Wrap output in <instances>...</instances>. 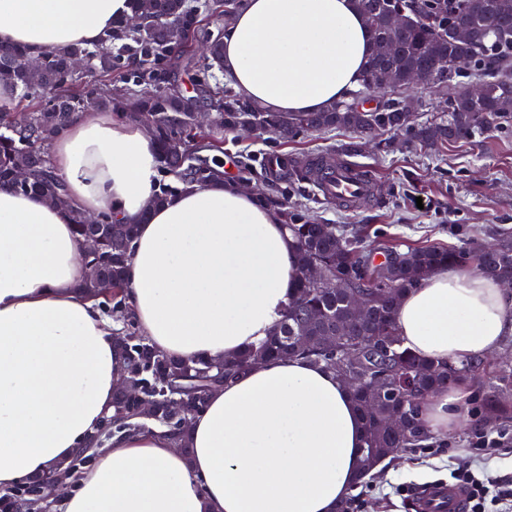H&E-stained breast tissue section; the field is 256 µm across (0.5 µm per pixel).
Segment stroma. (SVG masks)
Returning a JSON list of instances; mask_svg holds the SVG:
<instances>
[{
	"mask_svg": "<svg viewBox=\"0 0 512 512\" xmlns=\"http://www.w3.org/2000/svg\"><path fill=\"white\" fill-rule=\"evenodd\" d=\"M496 76L492 67L470 68L452 82L413 89L416 122L447 119L450 95ZM273 155L297 160L321 155L333 164H352L370 177L378 194L351 208L327 202L310 183L271 176L266 160ZM204 156L234 158L231 178L259 197L287 199L314 223L364 228V244L370 249L381 244L403 249L424 242L460 245L512 236V115L497 129L435 149L403 133L382 132L368 142L360 133L335 129L285 141L264 131L244 137L228 129ZM419 195L430 199L429 210L414 207ZM498 433L502 443L492 456L483 455L473 447L477 420L462 412L460 425L439 435L438 447L397 458L375 474L356 497L359 512H411L407 494L412 488L450 482L460 472L512 492V422Z\"/></svg>",
	"mask_w": 512,
	"mask_h": 512,
	"instance_id": "1",
	"label": "stroma"
}]
</instances>
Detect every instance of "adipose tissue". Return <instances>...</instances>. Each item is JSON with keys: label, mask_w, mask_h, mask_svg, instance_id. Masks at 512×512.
I'll list each match as a JSON object with an SVG mask.
<instances>
[{"label": "adipose tissue", "mask_w": 512, "mask_h": 512, "mask_svg": "<svg viewBox=\"0 0 512 512\" xmlns=\"http://www.w3.org/2000/svg\"><path fill=\"white\" fill-rule=\"evenodd\" d=\"M132 0H0V43L32 55L95 46ZM372 46L356 0H243L224 33V72L269 112H320L348 98ZM154 140L108 112L75 116L52 162L70 207L0 188V489L68 467L127 368L117 329L80 286L73 214L136 227L126 272L143 336L184 360L221 361L273 331L295 281V246L276 209L224 175L161 188ZM406 348L462 363L512 335L500 282L448 266L407 291ZM464 387L439 392L423 418L460 423ZM364 431L347 386L301 358L255 367L214 388L188 420V451L166 429L122 431L57 494L64 512H336L353 494Z\"/></svg>", "instance_id": "1"}]
</instances>
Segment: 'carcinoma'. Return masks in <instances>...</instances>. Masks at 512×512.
Here are the masks:
<instances>
[{
  "label": "carcinoma",
  "mask_w": 512,
  "mask_h": 512,
  "mask_svg": "<svg viewBox=\"0 0 512 512\" xmlns=\"http://www.w3.org/2000/svg\"><path fill=\"white\" fill-rule=\"evenodd\" d=\"M357 6L373 41L383 30L379 18L403 9L408 11V28L401 37V51L395 64L407 71L426 66L425 80L445 82L460 69L477 62L489 51H500L508 57L512 36L500 33L495 24L506 14L512 18V0H457L448 5L444 0H357ZM223 0H204L196 6L188 0H133L134 12L146 16L145 28L132 31L124 23L114 26L105 41L90 49L76 46L66 51L46 50L44 79L38 80L23 70L14 71L11 84L15 97L30 103L32 112L20 119L9 112L0 113V186L15 188L14 168L18 160L31 157L38 161L34 177L20 192H32L51 198L66 190L64 181L54 172L48 158V146L64 130L71 119L88 106L113 112L122 119L138 122L144 116L155 120L153 138L159 146L163 169L179 174L183 163L200 149L199 141L221 134L246 119L257 120L260 127L275 136L286 138L298 132L351 129L364 134L376 131H404L411 140L425 146L447 141H466L476 133L489 131L506 118L509 107H497L494 100L512 99V80L489 82L491 95L474 102L464 91L448 99V119L436 124L413 125L399 111L395 100H387L382 111L371 115L348 111L351 102L342 101L322 112H264L237 99L224 98V91L210 84L212 67L220 65L221 44L211 41L208 61L198 75L203 95H212L221 111L216 113L214 133L193 131L191 113L174 90L158 86L130 99L117 97L112 85L103 82L113 74H123L137 84H152L155 77L177 65L183 55L172 53L165 42L167 24L181 21L195 32L200 12H222ZM463 19L471 21L474 38L458 43L448 31ZM133 41L135 50L128 51L124 40ZM75 57L92 60L93 71L100 81H86L75 74L70 62ZM293 181L318 182L326 168L321 161L288 162L280 157ZM283 223L296 243L295 266L298 273L296 291L284 310L281 321L258 346L224 361V383L253 367L276 359L302 357L333 371L374 382L364 388H349L364 425V448L360 462L361 475L372 476L375 467L388 457H399L414 448H432L433 434L424 426L422 406L443 389L463 383L489 366L488 359L473 357L455 364L449 361H426L403 346L396 328V312L401 297L416 287L432 269L442 266L474 265L476 271L499 281H512V240L503 238L494 244L465 243L459 246L420 245L405 251L387 249L384 259L375 260L366 252L362 238L354 229L333 224H316L288 203H280ZM136 226L125 227L123 241L105 244L100 253L84 258L87 277L84 293L103 300L107 311H115L122 323L119 339L127 355L129 384L135 394L114 395L113 404L127 410V416L115 414L98 433L99 442L113 429H140L142 423L135 412L144 399H155V418L170 436L184 447L186 425L170 411L157 394L163 383L179 389L191 379L207 373L208 359L180 360L152 347L138 332L135 319L125 304L126 268L131 258V242ZM318 267L322 278L340 284L327 288L309 277ZM112 278L109 287L98 286L95 270ZM370 304L371 314L358 315L357 301ZM323 336L336 337V348L320 342ZM496 384L484 392L482 408L489 422L512 421V363L495 368Z\"/></svg>",
  "instance_id": "obj_1"
}]
</instances>
